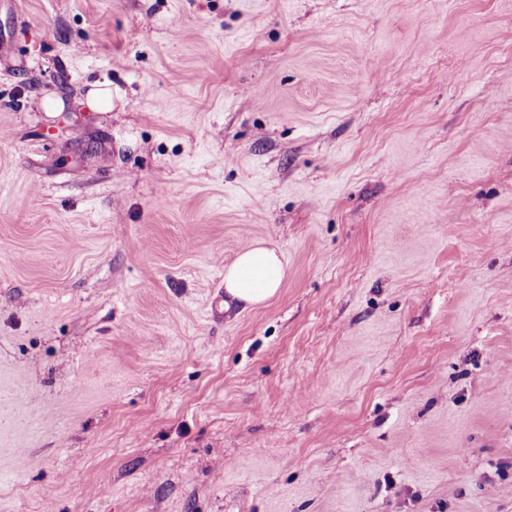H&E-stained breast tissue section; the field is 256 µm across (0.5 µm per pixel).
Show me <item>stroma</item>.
I'll return each mask as SVG.
<instances>
[{"label": "stroma", "instance_id": "stroma-1", "mask_svg": "<svg viewBox=\"0 0 512 512\" xmlns=\"http://www.w3.org/2000/svg\"><path fill=\"white\" fill-rule=\"evenodd\" d=\"M0 394V512H512V0H0ZM256 240L237 253L224 267V292L247 305H259L273 297L286 277L283 254Z\"/></svg>", "mask_w": 512, "mask_h": 512}]
</instances>
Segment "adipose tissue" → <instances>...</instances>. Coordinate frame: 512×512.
Returning a JSON list of instances; mask_svg holds the SVG:
<instances>
[{"mask_svg": "<svg viewBox=\"0 0 512 512\" xmlns=\"http://www.w3.org/2000/svg\"><path fill=\"white\" fill-rule=\"evenodd\" d=\"M285 277L282 253L257 240L225 266L224 291L233 300L258 305L277 293Z\"/></svg>", "mask_w": 512, "mask_h": 512, "instance_id": "ef3b65f1", "label": "adipose tissue"}]
</instances>
